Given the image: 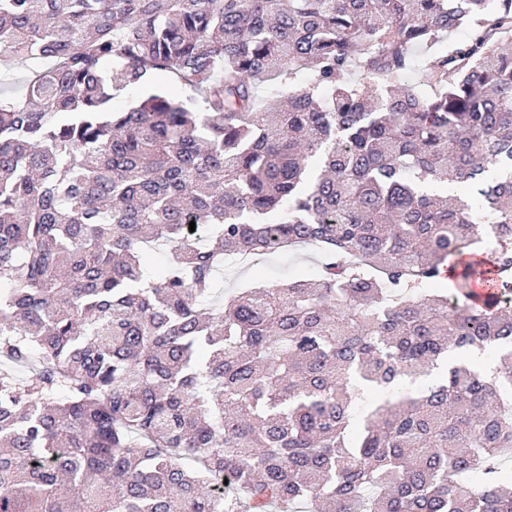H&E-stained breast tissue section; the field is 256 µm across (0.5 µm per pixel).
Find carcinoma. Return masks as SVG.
I'll list each match as a JSON object with an SVG mask.
<instances>
[{
  "instance_id": "carcinoma-1",
  "label": "carcinoma",
  "mask_w": 512,
  "mask_h": 512,
  "mask_svg": "<svg viewBox=\"0 0 512 512\" xmlns=\"http://www.w3.org/2000/svg\"><path fill=\"white\" fill-rule=\"evenodd\" d=\"M511 34L512 0H0V66L48 63L0 78V512H512ZM302 243L317 276L210 300Z\"/></svg>"
}]
</instances>
